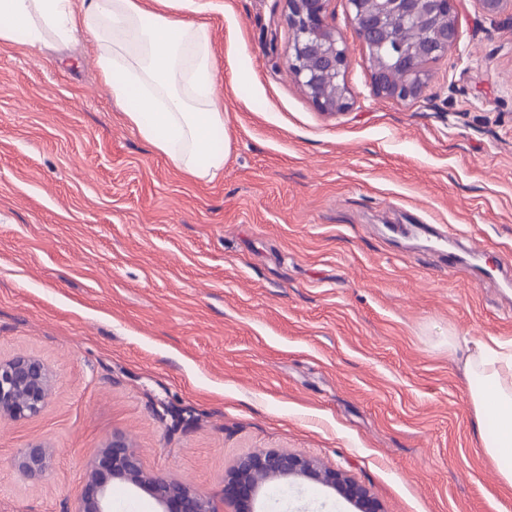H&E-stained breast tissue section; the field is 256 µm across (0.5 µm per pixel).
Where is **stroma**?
Here are the masks:
<instances>
[{
    "label": "stroma",
    "instance_id": "stroma-1",
    "mask_svg": "<svg viewBox=\"0 0 512 512\" xmlns=\"http://www.w3.org/2000/svg\"><path fill=\"white\" fill-rule=\"evenodd\" d=\"M455 8L456 45L404 103L373 92L332 0L351 98L330 115L286 67L284 0H172L212 33L230 136L212 182L124 122L93 34L0 45V356L54 375L38 415L0 422V512H64L115 435L224 512L256 449L342 470L384 512H512L450 346L512 339V287L447 273L430 247L448 235L512 267V12ZM38 443L46 469L22 471ZM256 507L354 512L309 484ZM49 458V448L42 444H34L26 448L16 464L30 473H39L46 468Z\"/></svg>",
    "mask_w": 512,
    "mask_h": 512
}]
</instances>
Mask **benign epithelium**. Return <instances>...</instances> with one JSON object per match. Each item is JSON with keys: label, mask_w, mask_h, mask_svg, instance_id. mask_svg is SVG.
<instances>
[{"label": "benign epithelium", "mask_w": 512, "mask_h": 512, "mask_svg": "<svg viewBox=\"0 0 512 512\" xmlns=\"http://www.w3.org/2000/svg\"><path fill=\"white\" fill-rule=\"evenodd\" d=\"M349 23L366 49V63L376 95L400 102L420 98L432 66L446 57L459 37L455 0H347ZM285 22L292 38L286 65L307 98L321 111L333 115L349 107L345 82L348 46L331 22V0H285ZM430 22L426 37L396 52L393 66L402 73L387 79L389 68L381 61L388 34L396 22L414 16ZM53 373L39 358L17 355L0 358V420L21 421L39 414L53 391ZM49 448L34 444L16 461L30 472L43 471ZM275 480L308 481L329 487L353 504L357 512H382L378 501L347 473L323 466L300 454L255 450L241 455L224 479V501L235 512H255L266 484ZM145 490L159 512H218L213 501L191 484L150 473L141 455L122 436H114L88 463L80 494L68 512H113L112 484Z\"/></svg>", "instance_id": "obj_1"}]
</instances>
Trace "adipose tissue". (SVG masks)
Here are the masks:
<instances>
[{
	"instance_id": "obj_1",
	"label": "adipose tissue",
	"mask_w": 512,
	"mask_h": 512,
	"mask_svg": "<svg viewBox=\"0 0 512 512\" xmlns=\"http://www.w3.org/2000/svg\"><path fill=\"white\" fill-rule=\"evenodd\" d=\"M169 0H0V44L67 43L82 31L98 44V64L112 100L176 171L214 181L224 152L211 145L224 128L213 92L209 27L169 13ZM469 403L477 422L495 417L494 436H480L486 456L512 486V340L466 344Z\"/></svg>"
}]
</instances>
